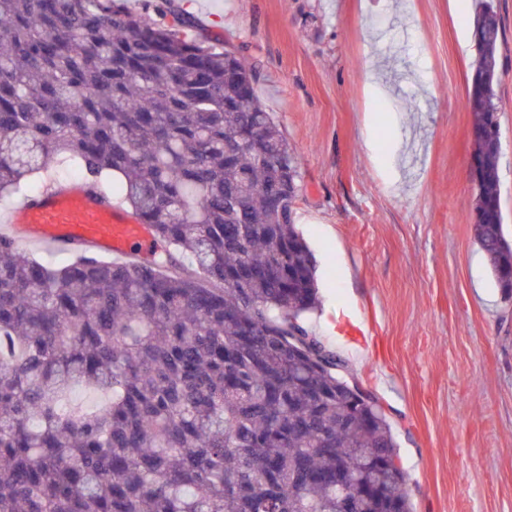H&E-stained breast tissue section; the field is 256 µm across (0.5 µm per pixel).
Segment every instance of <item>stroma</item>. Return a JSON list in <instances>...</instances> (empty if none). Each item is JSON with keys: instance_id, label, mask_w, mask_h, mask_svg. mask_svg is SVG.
Returning a JSON list of instances; mask_svg holds the SVG:
<instances>
[{"instance_id": "35a3bbf8", "label": "stroma", "mask_w": 512, "mask_h": 512, "mask_svg": "<svg viewBox=\"0 0 512 512\" xmlns=\"http://www.w3.org/2000/svg\"><path fill=\"white\" fill-rule=\"evenodd\" d=\"M500 17L499 178L512 239V0ZM254 65L303 191L309 331L380 399L414 512H512V299L473 236V0H126ZM363 324L334 332L340 313Z\"/></svg>"}]
</instances>
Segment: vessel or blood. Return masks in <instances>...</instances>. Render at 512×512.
Masks as SVG:
<instances>
[{
    "label": "vessel or blood",
    "mask_w": 512,
    "mask_h": 512,
    "mask_svg": "<svg viewBox=\"0 0 512 512\" xmlns=\"http://www.w3.org/2000/svg\"><path fill=\"white\" fill-rule=\"evenodd\" d=\"M16 245L39 243L60 249L87 245L96 253L123 257L150 250L147 225L85 181H60L12 209Z\"/></svg>",
    "instance_id": "1"
}]
</instances>
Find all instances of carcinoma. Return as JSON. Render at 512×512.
Returning <instances> with one entry per match:
<instances>
[{"instance_id":"cac0c4a2","label":"carcinoma","mask_w":512,"mask_h":512,"mask_svg":"<svg viewBox=\"0 0 512 512\" xmlns=\"http://www.w3.org/2000/svg\"><path fill=\"white\" fill-rule=\"evenodd\" d=\"M476 2L473 234L511 297L500 20ZM189 26L124 0H0V197L67 161L164 244L53 262L0 233V512H412L381 403L364 418L302 322L316 264L258 73ZM77 386L108 399L73 409Z\"/></svg>"}]
</instances>
